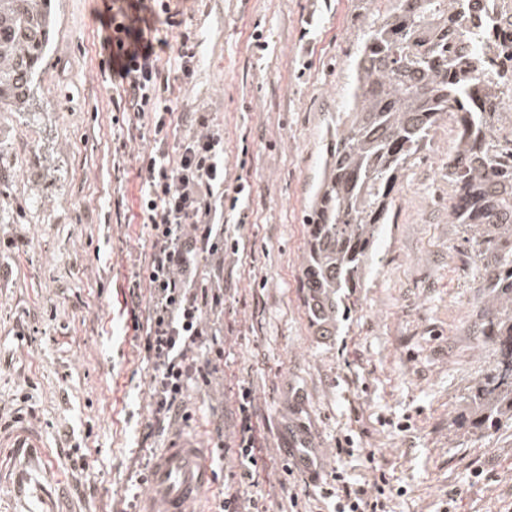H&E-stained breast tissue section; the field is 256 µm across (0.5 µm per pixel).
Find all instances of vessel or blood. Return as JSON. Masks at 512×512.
<instances>
[{
  "mask_svg": "<svg viewBox=\"0 0 512 512\" xmlns=\"http://www.w3.org/2000/svg\"><path fill=\"white\" fill-rule=\"evenodd\" d=\"M214 479L207 449L174 444L149 471L148 512H193Z\"/></svg>",
  "mask_w": 512,
  "mask_h": 512,
  "instance_id": "1",
  "label": "vessel or blood"
}]
</instances>
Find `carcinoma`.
<instances>
[{"label":"carcinoma","instance_id":"carcinoma-1","mask_svg":"<svg viewBox=\"0 0 512 512\" xmlns=\"http://www.w3.org/2000/svg\"><path fill=\"white\" fill-rule=\"evenodd\" d=\"M366 2L353 82L308 219L307 306L323 334L351 311L403 170L434 127L456 116L448 222L473 229L490 303L484 335L498 358L477 387L474 422L489 430L512 421V158L493 138L499 86L487 76L496 70L481 44L466 63L454 55L466 0H387L383 12ZM53 27L50 0H0V112L26 110Z\"/></svg>","mask_w":512,"mask_h":512}]
</instances>
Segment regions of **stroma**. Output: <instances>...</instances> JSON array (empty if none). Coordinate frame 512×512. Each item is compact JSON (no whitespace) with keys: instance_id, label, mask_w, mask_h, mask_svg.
Masks as SVG:
<instances>
[{"instance_id":"obj_1","label":"stroma","mask_w":512,"mask_h":512,"mask_svg":"<svg viewBox=\"0 0 512 512\" xmlns=\"http://www.w3.org/2000/svg\"><path fill=\"white\" fill-rule=\"evenodd\" d=\"M112 0H53L48 51L26 112H0V512H124L136 456L175 438L211 447L235 430L236 394L252 390L258 490L286 512L277 470L308 439L321 479L343 467L385 471L392 512H512V421L465 424L495 360L482 334L486 298L470 232L448 221L454 119L431 131L394 193L390 224L336 333L311 323L301 286L306 218L336 115L352 83L364 0H171L196 36L183 77L172 51L179 155L199 116L224 130L229 177L250 186L244 249L224 263V371L186 396L190 422L162 430L150 375L124 305L150 253L139 210L151 125L113 123L120 85L99 35ZM269 44L258 51L253 32ZM409 421L408 430L398 424ZM351 437L354 456H337ZM84 454L89 469L74 466Z\"/></svg>"}]
</instances>
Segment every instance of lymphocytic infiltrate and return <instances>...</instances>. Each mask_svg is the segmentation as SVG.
<instances>
[{"label":"lymphocytic infiltrate","mask_w":512,"mask_h":512,"mask_svg":"<svg viewBox=\"0 0 512 512\" xmlns=\"http://www.w3.org/2000/svg\"><path fill=\"white\" fill-rule=\"evenodd\" d=\"M177 30L173 50L183 75L196 62L195 43L184 30L168 0H124L113 8L101 37L113 78L123 87L117 111L150 118L160 147L140 159V214L149 228L151 254L134 272L128 285L132 308L146 307L144 320L134 330L143 336L145 357L153 365L150 379L151 416L157 426L184 421V399L190 387H207L224 360V347L209 317L224 313V260L237 254L239 241L224 220L227 193L244 198L249 185L230 186L224 176V132L199 118V127L180 143L178 161H171L161 144L168 137L170 83L159 66L160 56L149 31L157 25ZM209 261L208 276L199 264ZM149 297H142L141 286ZM254 399L249 388L238 391L237 424L232 446L215 441L212 464L223 468L226 456L237 465L229 472L230 486L217 512H270L256 490L265 469L257 453L253 418ZM392 491L386 475L373 484L351 482L336 469L320 488L322 498L333 500V512H390Z\"/></svg>","instance_id":"f902f5d3"}]
</instances>
